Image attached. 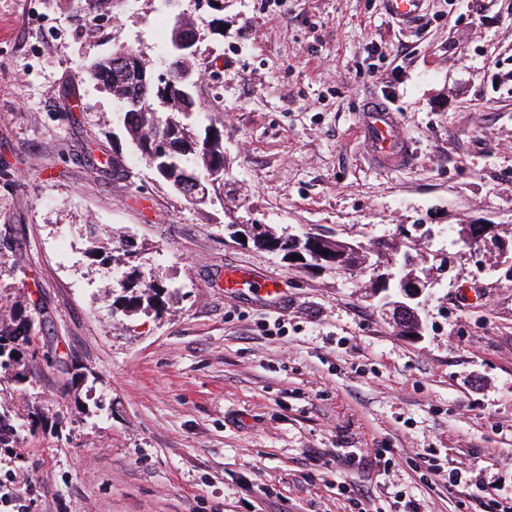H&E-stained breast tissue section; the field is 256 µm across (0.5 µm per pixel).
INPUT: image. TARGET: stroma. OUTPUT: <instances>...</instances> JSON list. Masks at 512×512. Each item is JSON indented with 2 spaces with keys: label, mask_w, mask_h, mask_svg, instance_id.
Returning <instances> with one entry per match:
<instances>
[{
  "label": "stroma",
  "mask_w": 512,
  "mask_h": 512,
  "mask_svg": "<svg viewBox=\"0 0 512 512\" xmlns=\"http://www.w3.org/2000/svg\"><path fill=\"white\" fill-rule=\"evenodd\" d=\"M181 7L192 94L238 188L222 201L161 181L85 74L121 44L162 66V0H0V322L25 312L37 335L0 372L17 430L0 479L32 480L26 512H496L488 489L512 496V0H426L406 25L383 0ZM371 100L397 115L406 164L371 159ZM246 220L400 248L432 231L426 332L402 335L369 277L241 240ZM480 222L500 250L458 243ZM88 224L133 239L165 312L113 304ZM427 452L470 483L423 480Z\"/></svg>",
  "instance_id": "35a3bbf8"
}]
</instances>
